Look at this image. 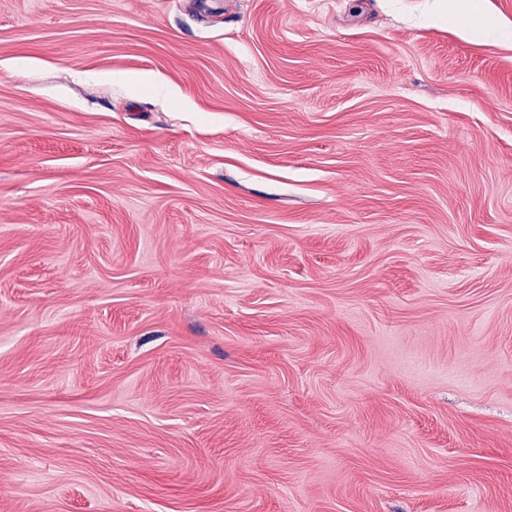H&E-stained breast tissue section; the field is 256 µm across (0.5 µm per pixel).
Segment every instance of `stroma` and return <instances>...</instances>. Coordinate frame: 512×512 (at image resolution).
<instances>
[{
    "mask_svg": "<svg viewBox=\"0 0 512 512\" xmlns=\"http://www.w3.org/2000/svg\"><path fill=\"white\" fill-rule=\"evenodd\" d=\"M445 0H0V512H512V41Z\"/></svg>",
    "mask_w": 512,
    "mask_h": 512,
    "instance_id": "35a3bbf8",
    "label": "stroma"
}]
</instances>
